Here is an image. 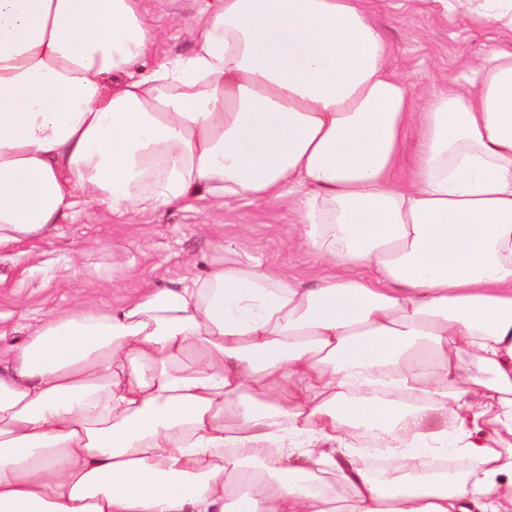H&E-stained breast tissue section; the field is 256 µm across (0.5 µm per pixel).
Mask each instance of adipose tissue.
<instances>
[{
  "mask_svg": "<svg viewBox=\"0 0 512 512\" xmlns=\"http://www.w3.org/2000/svg\"><path fill=\"white\" fill-rule=\"evenodd\" d=\"M368 2L216 0L152 66L142 0H0V247L203 194L297 213L332 269L243 240L38 320L0 360V512H512V50L419 92ZM437 2L512 33V0Z\"/></svg>",
  "mask_w": 512,
  "mask_h": 512,
  "instance_id": "1",
  "label": "adipose tissue"
}]
</instances>
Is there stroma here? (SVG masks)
Returning a JSON list of instances; mask_svg holds the SVG:
<instances>
[{"label":"stroma","mask_w":512,"mask_h":512,"mask_svg":"<svg viewBox=\"0 0 512 512\" xmlns=\"http://www.w3.org/2000/svg\"><path fill=\"white\" fill-rule=\"evenodd\" d=\"M208 3L146 0L156 59L192 52ZM370 16L401 73L419 88L448 82L490 48L512 49V36L445 14L437 0H405L400 8L372 0ZM243 238L255 256L287 275L312 280L325 272L301 246L299 224L278 205L240 199L219 208L197 198L187 207L118 217L106 205L89 204L55 236L0 249V354L24 344L35 319L87 300L116 305L144 285L162 288L205 273Z\"/></svg>","instance_id":"stroma-1"}]
</instances>
